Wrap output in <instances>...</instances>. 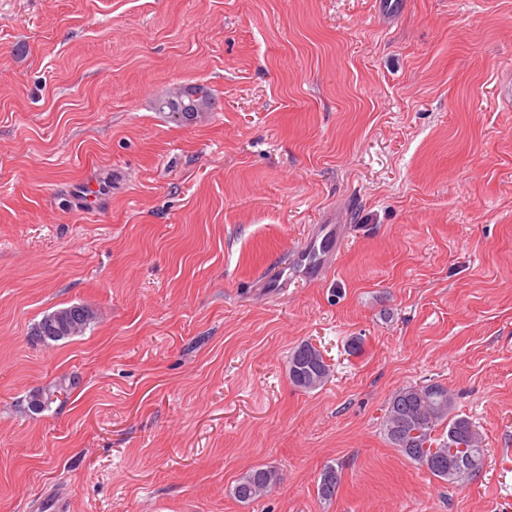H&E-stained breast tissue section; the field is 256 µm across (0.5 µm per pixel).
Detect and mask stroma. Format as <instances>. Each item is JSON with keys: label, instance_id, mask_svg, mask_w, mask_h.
<instances>
[{"label": "stroma", "instance_id": "1", "mask_svg": "<svg viewBox=\"0 0 512 512\" xmlns=\"http://www.w3.org/2000/svg\"><path fill=\"white\" fill-rule=\"evenodd\" d=\"M509 77L512 0H0V512H512ZM194 84L213 111H156ZM331 223V271L279 287ZM435 382L486 450L464 485L384 436ZM200 95H201V93H199V92L194 93L193 98L194 99L198 98V97H200ZM193 98H188L187 110L183 111V112H188V113H175L174 114V118L176 120H179L180 122H187V121H192L197 118L198 113H200L199 112L200 102H197ZM200 100H201L202 104L205 106V112L211 111L214 108L215 103H216L213 93L207 87L202 88V95L200 97ZM95 312L84 305H72L47 313L35 324L32 341L49 344L86 331L94 323ZM288 364L291 383L303 391H311L323 386L331 373V369L323 361L322 352L308 342L292 351ZM278 481L272 467L255 466L243 473L232 490L233 497L241 503H250L265 496Z\"/></svg>", "mask_w": 512, "mask_h": 512}]
</instances>
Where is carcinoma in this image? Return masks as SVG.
I'll list each match as a JSON object with an SVG mask.
<instances>
[{"label":"carcinoma","mask_w":512,"mask_h":512,"mask_svg":"<svg viewBox=\"0 0 512 512\" xmlns=\"http://www.w3.org/2000/svg\"><path fill=\"white\" fill-rule=\"evenodd\" d=\"M94 320L95 312L84 305L56 309L35 324L32 341L48 344L80 335ZM288 364L291 383L303 391L323 386L331 373L322 352L308 342L292 351ZM454 406V394L443 384L406 386L389 398L383 420L384 436L393 447L450 486L470 482L483 468L485 459L476 426L469 418L454 413ZM442 424L447 436L438 439L434 431ZM452 446L465 448L463 461L448 463V448ZM338 474L335 466L324 467L317 487L321 500L330 501L336 496L329 487V476ZM277 481L275 470L255 466L237 479L232 495L241 503H250L269 493Z\"/></svg>","instance_id":"1"}]
</instances>
